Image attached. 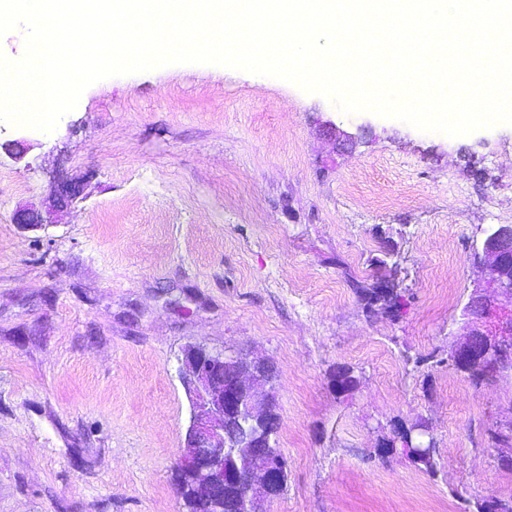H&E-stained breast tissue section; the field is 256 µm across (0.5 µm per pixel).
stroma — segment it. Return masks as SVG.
<instances>
[{
    "instance_id": "35a3bbf8",
    "label": "stroma",
    "mask_w": 512,
    "mask_h": 512,
    "mask_svg": "<svg viewBox=\"0 0 512 512\" xmlns=\"http://www.w3.org/2000/svg\"><path fill=\"white\" fill-rule=\"evenodd\" d=\"M361 126L365 144H338ZM20 209L44 225L20 229ZM497 224H512V125L450 137L207 64L98 81L51 133L0 121V512H183L193 343L275 372L289 475L270 512L512 495L490 433L512 416V376L475 386L446 364L482 277L473 243ZM380 260L401 317L354 290ZM339 365L357 377L344 394ZM419 422L432 475L377 455Z\"/></svg>"
}]
</instances>
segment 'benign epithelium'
<instances>
[{
    "instance_id": "7a95c632",
    "label": "benign epithelium",
    "mask_w": 512,
    "mask_h": 512,
    "mask_svg": "<svg viewBox=\"0 0 512 512\" xmlns=\"http://www.w3.org/2000/svg\"><path fill=\"white\" fill-rule=\"evenodd\" d=\"M474 254L486 277L463 308L462 337L451 355L461 366L477 365L481 381L490 383L512 374V225L483 231ZM178 362L191 416L175 471L189 480L195 505L224 512V484L234 482L245 488L239 512H267L286 462L253 447L252 437L264 431L270 448L278 432L280 418L270 413L274 372L262 360L200 344L186 346Z\"/></svg>"
}]
</instances>
